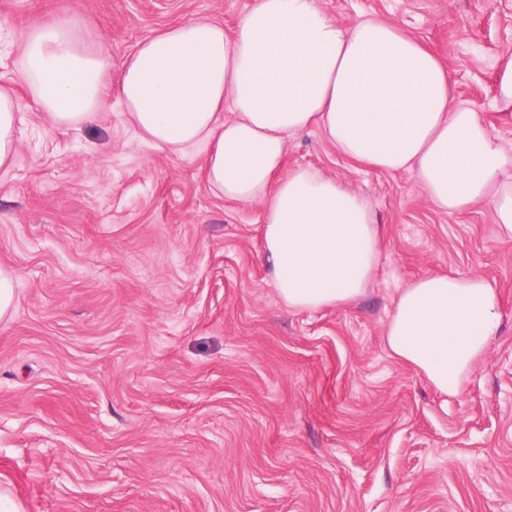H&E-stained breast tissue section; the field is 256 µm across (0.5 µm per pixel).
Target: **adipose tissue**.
Here are the masks:
<instances>
[{
	"label": "adipose tissue",
	"mask_w": 512,
	"mask_h": 512,
	"mask_svg": "<svg viewBox=\"0 0 512 512\" xmlns=\"http://www.w3.org/2000/svg\"><path fill=\"white\" fill-rule=\"evenodd\" d=\"M19 77L57 124L81 125L117 102L142 140L176 156L202 147L213 192L265 203L262 261L291 309L363 296L385 249L361 194L286 169L289 143L314 129L349 159L411 173L443 211L488 208L512 239V155L456 101L447 65L385 19L345 25L317 0H254L233 31L200 17L117 60L85 22L64 18L27 30ZM19 113L0 87V167L17 152ZM501 333L497 291L480 276L417 278L385 325L391 355L446 395Z\"/></svg>",
	"instance_id": "obj_1"
}]
</instances>
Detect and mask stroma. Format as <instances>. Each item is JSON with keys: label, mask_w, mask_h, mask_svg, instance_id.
Segmentation results:
<instances>
[{"label": "stroma", "mask_w": 512, "mask_h": 512, "mask_svg": "<svg viewBox=\"0 0 512 512\" xmlns=\"http://www.w3.org/2000/svg\"><path fill=\"white\" fill-rule=\"evenodd\" d=\"M254 0H0V85L21 108L0 168V490L25 512H512V240L487 208L439 210L406 172L366 167L313 131L287 166L362 193L384 232L367 294L291 310L260 260L263 203L212 192L201 149L143 142L120 105L57 125L19 76L39 22L79 14L113 56ZM426 44L453 93L512 152L496 77L512 0H318ZM481 275L501 336L444 395L396 360L384 327L427 273ZM16 300V289L13 275L0 269V322L7 319L13 310Z\"/></svg>", "instance_id": "stroma-1"}]
</instances>
